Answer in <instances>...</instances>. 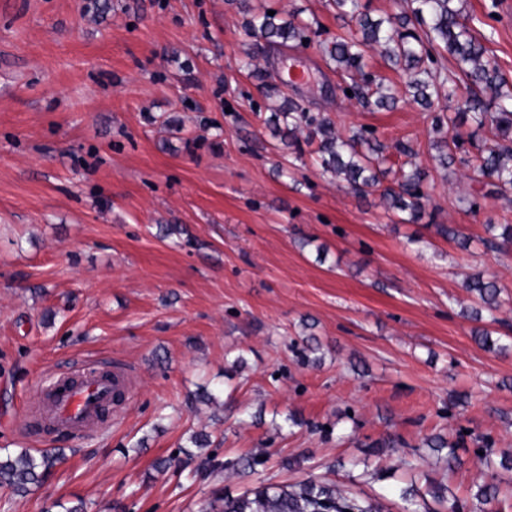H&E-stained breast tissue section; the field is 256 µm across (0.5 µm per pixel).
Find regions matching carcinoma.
I'll use <instances>...</instances> for the list:
<instances>
[{
	"instance_id": "cac0c4a2",
	"label": "carcinoma",
	"mask_w": 512,
	"mask_h": 512,
	"mask_svg": "<svg viewBox=\"0 0 512 512\" xmlns=\"http://www.w3.org/2000/svg\"><path fill=\"white\" fill-rule=\"evenodd\" d=\"M245 14L243 23V66L265 81L271 74L256 66L255 61L269 50L290 42L303 45L311 25L288 21L268 11L254 12L248 0H229ZM400 13L387 19H373L361 10L359 0H332L336 15L347 25L344 35L322 45V53L348 79L351 98L363 107L391 109L396 97L391 86L378 81L362 68L368 50L381 49L384 62L399 74L405 92L413 101L431 109L436 100L456 95L458 83L465 92L458 98L455 111L443 107L431 113L432 129L439 135L433 144L438 165L449 169H470L475 180L486 188L484 196L495 197L512 190V93L503 88L512 83L491 61L486 46L466 24V16L455 0H403ZM447 52L456 61L453 76L438 67V56ZM267 124L273 136L292 148L295 159L303 156V145L317 143V163L325 173L342 179L355 193L378 186L386 171V146L374 131L362 128L349 137L336 132L334 121L322 113H314L299 102L283 98L273 110ZM491 134L492 144L472 156L462 150L463 136L473 137L479 130ZM425 172L418 166L401 174L385 186L380 197L386 210L405 213L408 221H418L429 195L423 189ZM468 288L475 296V306L468 318L483 321V313L497 321L494 313L502 306L501 290L493 280L478 275ZM57 457L49 453L39 456L26 448H0V487L16 495H26L37 488L54 467ZM474 498L485 505L497 498V487L485 482L476 485ZM380 512L371 502L344 498L333 483L313 481L293 486L270 485L239 497L229 498L217 489L200 506L199 512Z\"/></svg>"
}]
</instances>
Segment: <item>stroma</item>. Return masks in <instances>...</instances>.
Here are the masks:
<instances>
[{
    "instance_id": "1",
    "label": "stroma",
    "mask_w": 512,
    "mask_h": 512,
    "mask_svg": "<svg viewBox=\"0 0 512 512\" xmlns=\"http://www.w3.org/2000/svg\"><path fill=\"white\" fill-rule=\"evenodd\" d=\"M252 3L311 21L313 46L269 52L302 58L306 84L260 92L228 0H0V448L62 455L35 492L0 488V512L79 499L88 512H197L216 488L306 480L382 512H402L399 488L432 483L444 497L426 512H480L475 486L493 480L489 512H512V474L492 477L472 451L487 436L494 456L512 453V349L480 346L466 316L467 281L496 280L491 329L512 342V246L482 244L512 224V197L440 169L419 105L344 97L318 48L343 32L330 0ZM463 8L512 76V0ZM286 97L341 135L410 143L412 159L388 165L427 171L421 219L295 160L265 124ZM309 334L321 365L296 357ZM83 356L130 364L131 398L79 438L27 428L41 379ZM214 385L216 402L197 401ZM200 432L219 461L265 462L242 477L201 470ZM432 435L464 442L459 464L426 447Z\"/></svg>"
}]
</instances>
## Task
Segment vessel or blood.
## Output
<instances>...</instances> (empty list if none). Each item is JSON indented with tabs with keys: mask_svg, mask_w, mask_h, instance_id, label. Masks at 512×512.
<instances>
[{
	"mask_svg": "<svg viewBox=\"0 0 512 512\" xmlns=\"http://www.w3.org/2000/svg\"><path fill=\"white\" fill-rule=\"evenodd\" d=\"M130 368L116 365L104 370L101 362L80 359L54 373L39 387L41 395L52 396L45 412L56 432L80 436L95 429L100 414L115 399H128L133 391Z\"/></svg>",
	"mask_w": 512,
	"mask_h": 512,
	"instance_id": "obj_1",
	"label": "vessel or blood"
}]
</instances>
